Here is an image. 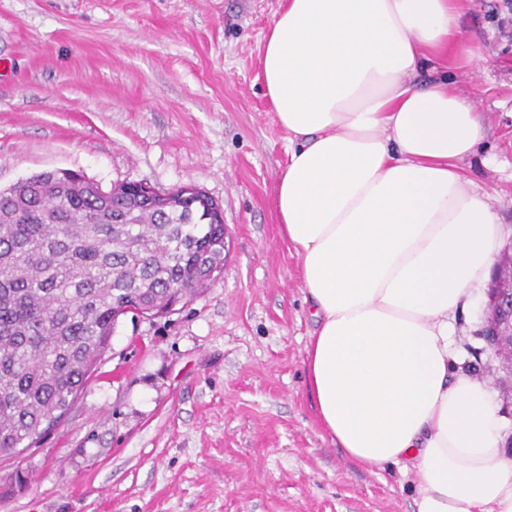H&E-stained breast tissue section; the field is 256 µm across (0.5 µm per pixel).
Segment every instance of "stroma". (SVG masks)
I'll list each match as a JSON object with an SVG mask.
<instances>
[{"instance_id":"obj_1","label":"stroma","mask_w":512,"mask_h":512,"mask_svg":"<svg viewBox=\"0 0 512 512\" xmlns=\"http://www.w3.org/2000/svg\"><path fill=\"white\" fill-rule=\"evenodd\" d=\"M280 0H0V187L54 169L103 189L197 186L224 215L218 279L155 318L122 317L74 408L0 458V512H413L409 478L357 465L308 389L314 324L273 207L288 133L259 77ZM507 0H473L475 64L448 88L485 138L460 163L512 243ZM468 367L512 440V384L460 315ZM28 478L17 488V474Z\"/></svg>"}]
</instances>
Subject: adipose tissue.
<instances>
[{
  "label": "adipose tissue",
  "mask_w": 512,
  "mask_h": 512,
  "mask_svg": "<svg viewBox=\"0 0 512 512\" xmlns=\"http://www.w3.org/2000/svg\"><path fill=\"white\" fill-rule=\"evenodd\" d=\"M467 0H281L260 75L288 163L274 191L315 330L307 383L325 433L397 467L414 512H512V458L456 315L503 227L459 161L484 139L449 93Z\"/></svg>",
  "instance_id": "1"
}]
</instances>
